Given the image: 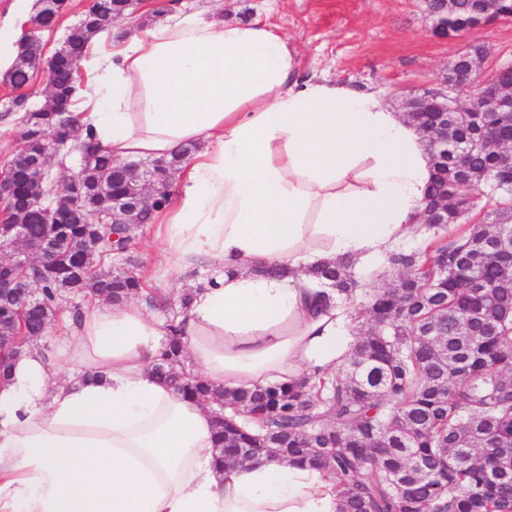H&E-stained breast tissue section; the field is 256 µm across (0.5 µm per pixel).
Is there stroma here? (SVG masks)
<instances>
[{
	"label": "stroma",
	"instance_id": "1",
	"mask_svg": "<svg viewBox=\"0 0 512 512\" xmlns=\"http://www.w3.org/2000/svg\"><path fill=\"white\" fill-rule=\"evenodd\" d=\"M197 11L265 23L286 39L297 77L370 92L389 106L444 89L449 64L465 50L485 49L487 77L512 65V18L448 37L435 33V20L420 0H141L133 14L114 19L108 32L118 42L161 17ZM156 231V225H143L130 256L138 270L177 281L168 254L154 244Z\"/></svg>",
	"mask_w": 512,
	"mask_h": 512
}]
</instances>
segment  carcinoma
Segmentation results:
<instances>
[{
    "mask_svg": "<svg viewBox=\"0 0 512 512\" xmlns=\"http://www.w3.org/2000/svg\"><path fill=\"white\" fill-rule=\"evenodd\" d=\"M473 6L472 0H457L446 35L468 30ZM132 8L130 0H89L48 63L50 101L68 110L77 105L83 87L78 62L88 41ZM41 59L38 38L26 37L9 82L25 86ZM16 112L22 113L23 145L7 164L15 180L4 220L23 219L28 247L46 238L71 245L48 270L36 263L0 269V280L13 284L0 292V336L21 333L32 340L43 335L70 291L120 304L144 290L132 269L97 272L113 257V234L130 249L127 227L91 223L112 212L114 192H137L143 178L130 170L115 172L111 154L76 136L70 149L81 158L73 174L79 206L56 220L29 211L38 192L25 171L31 156L46 150L45 136L57 114L31 106L23 95L12 99L0 118ZM469 116L461 112L448 125V141L481 143L463 167L435 159L432 113L410 119L431 162L429 194L448 198V223L428 225L433 237L425 250L391 255L395 278L370 295L368 326L338 373L296 387L213 388L183 372V335L168 321L156 374L186 397L232 406L250 420L244 430L214 417L224 466L241 467L276 451L318 467L335 481L343 512H512V261L501 242L502 234L512 236V224L496 223L512 211V199L495 202L482 220H468L476 206L471 191L494 175L500 149L485 137V127L512 137V114L486 113L482 126ZM195 150L189 145L164 160L169 179L152 205L138 208V223H151L169 205L175 176ZM314 275L348 299L359 288L344 261L322 265ZM22 347L0 353V381Z\"/></svg>",
    "mask_w": 512,
    "mask_h": 512,
    "instance_id": "1",
    "label": "carcinoma"
}]
</instances>
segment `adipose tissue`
<instances>
[{
  "mask_svg": "<svg viewBox=\"0 0 512 512\" xmlns=\"http://www.w3.org/2000/svg\"><path fill=\"white\" fill-rule=\"evenodd\" d=\"M82 63L78 125L113 159L199 146L155 221L180 275L216 274L177 317L200 377L234 390L333 373L351 310L312 271L387 262L419 228L431 172L416 131L374 94L297 78L257 21L181 14L92 39ZM154 294L93 299L70 345L16 358L0 382V512H341L325 471L272 454L216 469L212 412L153 372L172 288Z\"/></svg>",
  "mask_w": 512,
  "mask_h": 512,
  "instance_id": "obj_1",
  "label": "adipose tissue"
}]
</instances>
